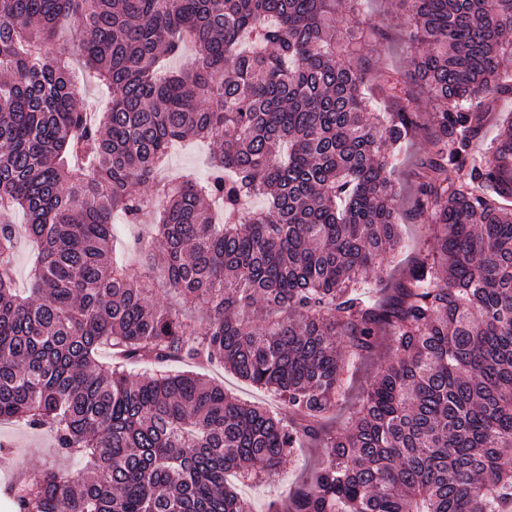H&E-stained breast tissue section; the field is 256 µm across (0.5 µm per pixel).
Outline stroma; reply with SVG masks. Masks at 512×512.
<instances>
[{
  "instance_id": "obj_1",
  "label": "stroma",
  "mask_w": 512,
  "mask_h": 512,
  "mask_svg": "<svg viewBox=\"0 0 512 512\" xmlns=\"http://www.w3.org/2000/svg\"><path fill=\"white\" fill-rule=\"evenodd\" d=\"M358 19L365 29L364 39L357 48L358 54H371V46L381 40L385 43L386 51L381 55L371 54L375 67L409 69L410 50L405 42L407 17L399 0H363ZM418 107L419 128L415 136L395 153L392 161L401 173L399 222L402 235L411 249L424 250L430 246L432 232L427 218L410 216L409 200L414 192L418 165L425 159L429 148L433 104L422 95L418 98ZM212 150V145L206 143L174 146L169 154V169L173 172L189 171L199 180H206L210 174L209 156ZM386 359V352H379L372 359L359 364L355 375L348 377L349 404L337 411L331 422L333 429L341 430L348 425L359 389L365 388L374 379ZM202 372L207 378L223 383L225 390L236 398L261 404L279 417H287L288 411L276 394L248 385L220 365L203 367ZM0 444L5 447L4 453L0 454V486L10 484L27 471L53 468L74 475L83 468L82 462L58 455L53 437L45 432L1 424ZM320 459V449L299 448L290 453L271 474L258 478L243 475L235 479L233 485L249 503L251 512H265L269 501L287 496L289 490Z\"/></svg>"
}]
</instances>
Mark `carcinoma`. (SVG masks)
<instances>
[{"label":"carcinoma","instance_id":"carcinoma-1","mask_svg":"<svg viewBox=\"0 0 512 512\" xmlns=\"http://www.w3.org/2000/svg\"><path fill=\"white\" fill-rule=\"evenodd\" d=\"M355 2L0 0V421L84 462L0 487L10 512H250L226 474L304 441L324 460L270 512H512V132L471 152L480 99L512 91V0H403L412 65L387 82L434 103L414 209L435 236L375 296L363 274L403 248L388 148L418 113L410 97L371 111ZM63 16L110 95L92 121L47 49ZM186 46L196 67L160 77ZM191 140L219 145L209 179L157 181ZM114 212L152 219L180 307L113 256ZM382 348L328 432L348 367ZM174 361L224 364L288 421ZM135 362L158 372L135 379ZM386 359V351L381 350L372 359L359 364L355 376L354 374L351 376L350 373L346 375L349 402L342 410L336 411L335 419L331 422V427L334 430H343L348 425L353 412V404L357 401L359 389L365 388L366 384L374 379Z\"/></svg>","mask_w":512,"mask_h":512}]
</instances>
